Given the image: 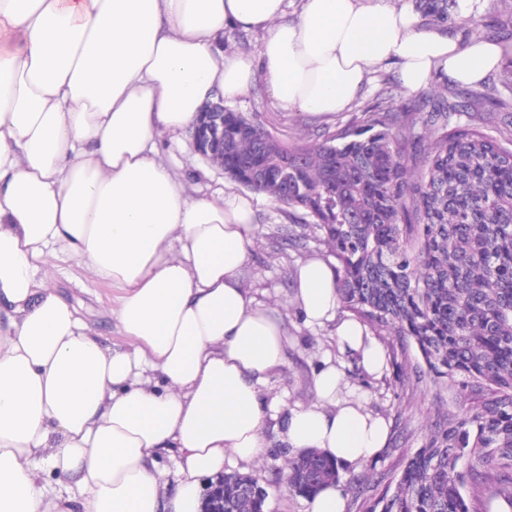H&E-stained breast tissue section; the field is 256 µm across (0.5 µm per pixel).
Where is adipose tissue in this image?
<instances>
[{
  "instance_id": "obj_1",
  "label": "adipose tissue",
  "mask_w": 512,
  "mask_h": 512,
  "mask_svg": "<svg viewBox=\"0 0 512 512\" xmlns=\"http://www.w3.org/2000/svg\"><path fill=\"white\" fill-rule=\"evenodd\" d=\"M234 28L262 31L257 59L220 49ZM511 55L394 0H300L293 16L285 0H0V512H200L201 478L260 461L270 418L291 448L377 456L389 425L341 398L331 360L313 404L269 395L285 332L242 279L252 203L188 198L159 141L260 74L283 108L332 113L384 63L416 93L437 75L479 83ZM61 255L117 287L128 345L101 346L51 286ZM295 280L305 323L337 322L341 347L381 370L338 316L334 269L313 256ZM170 448L172 491L156 468Z\"/></svg>"
}]
</instances>
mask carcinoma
I'll list each match as a JSON object with an SVG mask.
<instances>
[{"label": "carcinoma", "mask_w": 512, "mask_h": 512, "mask_svg": "<svg viewBox=\"0 0 512 512\" xmlns=\"http://www.w3.org/2000/svg\"><path fill=\"white\" fill-rule=\"evenodd\" d=\"M430 25L474 22L457 0H412ZM374 113L321 143L288 145L242 115H224V174L302 212L337 262V296L362 324L420 352L431 385L459 391L425 445L406 457L363 512L512 509V147L449 127L448 105L422 118ZM267 173L261 181L256 170ZM288 491L310 498L340 478L316 449L285 458ZM269 492L224 473V512H263Z\"/></svg>", "instance_id": "carcinoma-1"}]
</instances>
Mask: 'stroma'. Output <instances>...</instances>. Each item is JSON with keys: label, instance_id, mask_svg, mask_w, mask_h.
Instances as JSON below:
<instances>
[{"label": "stroma", "instance_id": "35a3bbf8", "mask_svg": "<svg viewBox=\"0 0 512 512\" xmlns=\"http://www.w3.org/2000/svg\"><path fill=\"white\" fill-rule=\"evenodd\" d=\"M480 22L467 27L449 23V31L462 40L479 35L512 43V25H501L492 0H483ZM453 82L436 77L429 87L411 94L403 89L397 67L389 63L372 71L357 96L342 111L313 114L285 109L274 99L264 77L243 95L225 100L227 109L252 120L282 141L295 145L320 142L339 129L358 125L365 107H389L390 103H409L421 111H432L446 98ZM459 111L452 124L474 127L500 139L512 140V114L495 111L489 104L459 99ZM162 156L181 174L189 196H200L221 189L250 199L254 209V244L244 267L245 286L252 297L267 307L278 309L286 334L284 361L268 383L286 408L305 407L315 398L314 378L322 358H333L347 381L365 394L368 409L390 424V440L379 455L362 464L343 468L344 479L373 480L392 474L401 453L422 447L427 440L437 407L454 409L451 397L436 399L425 376V365L413 345L381 332L374 339L384 349L386 362L381 373L362 374L354 357L337 354L336 323L310 327L292 303L294 274L299 263L311 256L330 258L331 253L317 229L305 226L301 212L275 202L269 196L243 187L196 153L189 134L164 141ZM57 292L76 306L82 317L96 330L104 345L123 344L112 321L111 282L87 280L78 259L59 258L56 262ZM404 371L410 384L400 387L397 371ZM268 450L259 466L248 472L270 493L268 512H309L308 499L290 494L281 470L286 444L278 437L275 421L265 427Z\"/></svg>", "mask_w": 512, "mask_h": 512}]
</instances>
